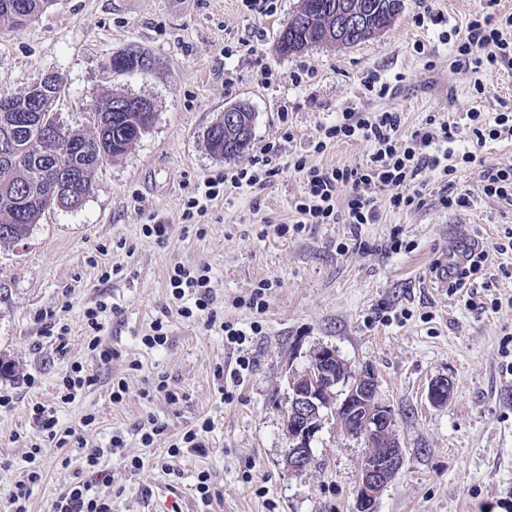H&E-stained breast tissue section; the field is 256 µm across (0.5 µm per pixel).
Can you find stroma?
Here are the masks:
<instances>
[{"label":"stroma","instance_id":"35a3bbf8","mask_svg":"<svg viewBox=\"0 0 512 512\" xmlns=\"http://www.w3.org/2000/svg\"><path fill=\"white\" fill-rule=\"evenodd\" d=\"M300 0H282L274 17L254 20L240 0H55L25 26L0 22V91H23L47 72L58 74L66 93L58 116L74 129H90L92 93L112 87L149 98L151 128L123 157L97 168L93 191L76 209L48 212L31 235L0 246V512L23 477L35 434L31 406L55 411L61 428L81 431L88 443L107 445L119 432L126 446L100 460L109 476L98 484L111 495L112 512H353L360 440L329 425L313 444L311 466L290 472L282 410L288 398L287 364L303 366L318 345L335 347L352 370L372 368L379 396L392 410L404 463L377 500V512H512V373L502 345L512 339V278L497 275L495 242L512 227V207L475 196L469 208L443 209L435 196L423 208L384 212L376 224H310L297 235L262 234L264 222L285 224L303 183L289 169L293 157L316 165L364 163L365 144L337 142L324 153L309 143L337 112L400 113L403 132L427 116L462 119L472 107L492 114L499 98H512V69L478 73L455 66L439 27L422 28L414 16L441 13L448 27L465 28L478 8L511 12L512 0H402L382 34L358 45H317L284 56L279 34ZM258 36L256 56L225 57L224 47ZM424 53H417V44ZM144 48L156 61L148 75L119 78L106 71L113 53ZM278 73L271 85L255 78L258 65ZM302 82L291 76L300 69ZM237 80L225 85V70ZM376 71L402 74L393 94L365 95L361 79ZM236 102L255 114L254 147H280L284 171L264 190L231 189L204 218L205 236L182 219L185 202L205 179L247 166L250 155L213 156L207 128ZM169 226L166 242L145 232ZM403 249L390 248L392 238ZM478 241L488 259L473 292L428 287L431 266L449 251ZM121 265L124 277L103 279ZM208 266L218 326L182 318L167 288L176 266ZM266 284L267 309L249 298ZM499 308H492V300ZM101 308L100 336L112 350L101 364L88 350L84 313ZM51 313L69 329L65 353L41 335L40 317ZM169 336L151 348L142 338L155 321ZM247 330L242 345L228 343L221 323ZM259 334H250V326ZM252 366L240 381L217 383V368L232 370L239 356ZM138 369H130V362ZM97 378L73 403L57 398L73 363ZM167 377L177 400L153 391ZM451 383L446 404L427 399L432 379ZM124 379L128 392L112 401L110 388ZM151 397H143L144 389ZM95 415L83 426L85 415ZM168 424L150 447L137 432L147 416ZM210 420L204 447L184 452L174 474L161 462L187 427ZM68 449L44 443L43 478L32 488L29 512H48L52 499L75 480L64 466ZM143 462L132 471L127 459ZM213 485L210 503L194 486L199 472Z\"/></svg>","mask_w":512,"mask_h":512}]
</instances>
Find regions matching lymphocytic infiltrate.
Instances as JSON below:
<instances>
[{
	"label": "lymphocytic infiltrate",
	"instance_id": "lymphocytic-infiltrate-1",
	"mask_svg": "<svg viewBox=\"0 0 512 512\" xmlns=\"http://www.w3.org/2000/svg\"><path fill=\"white\" fill-rule=\"evenodd\" d=\"M452 54L457 64L475 71L512 66V13L475 11L463 35L453 43ZM467 118L472 147L461 151L455 147L457 124L441 117L428 116L423 126L405 136L400 132L399 113L340 112L335 122L320 125L311 148L320 154L332 142L359 141L369 150L365 165L324 167L297 157L292 168L302 180L303 190L293 204L294 219L277 225V234L294 235L309 224L378 223L382 209L400 212L419 208L433 179L440 184L438 202L442 208H469L472 193L458 187L457 173L476 166L477 149L492 141L512 140V107H505L492 117L472 111ZM278 154L276 143H266L248 166L205 180L201 191L187 200L183 220L197 223L226 189L270 185L282 172ZM391 186L396 187V194L386 195V188ZM168 288L183 318L201 319L209 326L215 323L217 313L212 308L208 267L173 268L168 274ZM32 411L38 433L58 447L73 448L74 460L85 474L84 479L69 484L52 500L50 512H112L111 496L96 492L92 480L100 474V458L123 447V438L113 436L107 448L102 449L88 444L75 430L58 431V419L45 405L34 404Z\"/></svg>",
	"mask_w": 512,
	"mask_h": 512
}]
</instances>
